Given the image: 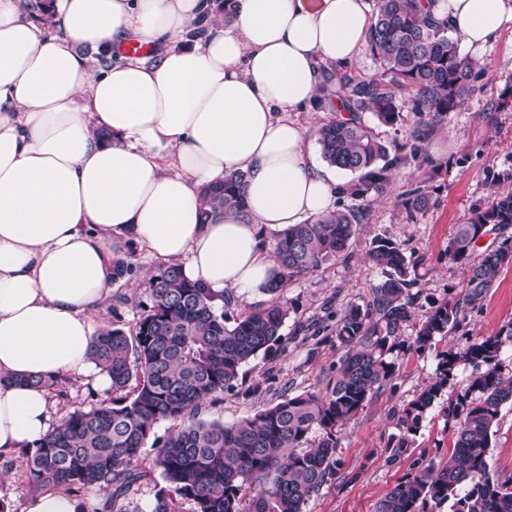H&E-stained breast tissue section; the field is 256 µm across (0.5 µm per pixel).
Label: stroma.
I'll return each instance as SVG.
<instances>
[{"instance_id":"1","label":"stroma","mask_w":512,"mask_h":512,"mask_svg":"<svg viewBox=\"0 0 512 512\" xmlns=\"http://www.w3.org/2000/svg\"><path fill=\"white\" fill-rule=\"evenodd\" d=\"M480 57L486 69L475 93L449 113L420 151L411 149V133L419 117L410 108H403L392 126L378 124L372 113H363V121L374 128L390 155L401 158L389 188L367 196L366 218L346 252L288 285L284 297L295 308L282 329L278 351L244 367L232 391L207 401L202 419L231 424L285 396L305 391L324 395L332 389L345 353L335 336V316L348 304L369 303L382 279L380 270L366 258L374 237L395 239L415 264L416 317L425 315L431 301L462 291L466 273L446 256L453 227L465 221L472 207L485 203L492 191L512 190V109H490L505 86H512V29L505 30ZM416 188L429 194L431 204L410 215L403 201ZM135 265L130 280L113 285L118 302L104 307L94 319V331L111 328L116 319L124 329H132L149 305L148 281L159 261L140 247ZM510 322L512 267L499 271L481 307L461 315L459 325L448 335L436 337L430 349L420 353L403 346L394 351L398 372L341 426L331 474L309 501L307 512H376L399 481L428 463H446L452 454V433L443 408L449 397L465 387L469 369H460L455 384L446 389L417 431L409 433L401 426L402 411L432 381L444 352L463 349ZM111 399V392L70 379L64 396H51L50 415L57 423L74 410ZM493 431L489 467L502 476L512 475V406L502 407ZM31 496L20 459L0 461V501L9 512H24Z\"/></svg>"}]
</instances>
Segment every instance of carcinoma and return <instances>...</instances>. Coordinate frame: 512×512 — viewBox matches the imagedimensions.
<instances>
[{
  "mask_svg": "<svg viewBox=\"0 0 512 512\" xmlns=\"http://www.w3.org/2000/svg\"><path fill=\"white\" fill-rule=\"evenodd\" d=\"M369 39L384 71L361 79L348 66L323 68L319 100L337 116L317 130L323 159L357 180L340 189L335 209L290 226L272 244L276 268L268 300L237 317L224 313V295L190 281L178 265H162L149 281L148 309L132 331L119 325L93 336L91 360L112 382V402L69 413L47 436L23 452L28 488L63 487L108 491L93 512H124L133 486L155 470L166 487L151 512H175L176 498L195 512H306L330 475L338 428L356 416L374 389L390 380V354L415 312V266L398 242L377 236L367 256L383 279L372 301L349 304L336 314V338L346 348L331 391L301 393L231 425L200 418L202 404L236 387L240 372L277 352L290 306L281 299L289 283L336 260L353 243L365 219L369 192H384L399 158L361 119L371 112L386 126L400 119L396 90L413 92L419 116L411 150L470 98L484 63L460 51L448 23L432 18L421 0H374ZM247 174L234 171L204 186L201 223L221 213L247 215ZM430 203L417 188L409 212ZM512 190L495 191L470 210L448 242L447 255L466 272L461 293L434 302L414 326L411 347L423 352L459 324L461 313L481 305L501 268L512 265ZM496 231L500 245L476 253L483 236ZM135 249L112 260V283L135 271ZM462 366L466 386L444 412L454 423L450 461L428 463L399 482L377 512H426L429 503L451 502V512H512V476L490 471L487 457L501 408L512 404V322L459 351L442 355L432 382L407 405L401 425L419 428ZM174 428L156 440L151 461L146 440L162 422Z\"/></svg>",
  "mask_w": 512,
  "mask_h": 512,
  "instance_id": "obj_1",
  "label": "carcinoma"
}]
</instances>
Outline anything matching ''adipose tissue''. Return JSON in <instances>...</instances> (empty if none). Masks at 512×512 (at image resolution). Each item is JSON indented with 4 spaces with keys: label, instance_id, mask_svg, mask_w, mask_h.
Masks as SVG:
<instances>
[{
    "label": "adipose tissue",
    "instance_id": "1",
    "mask_svg": "<svg viewBox=\"0 0 512 512\" xmlns=\"http://www.w3.org/2000/svg\"><path fill=\"white\" fill-rule=\"evenodd\" d=\"M468 49L512 28V0H425ZM61 34L0 0V460L53 429L28 377L108 376L90 359L112 257L144 246L185 276L261 296L272 236L334 209L340 181L292 120L325 66L368 42L367 0H53ZM150 59L119 55L129 40ZM107 62L92 69L90 52ZM243 171L247 217L200 221L199 189Z\"/></svg>",
    "mask_w": 512,
    "mask_h": 512
}]
</instances>
